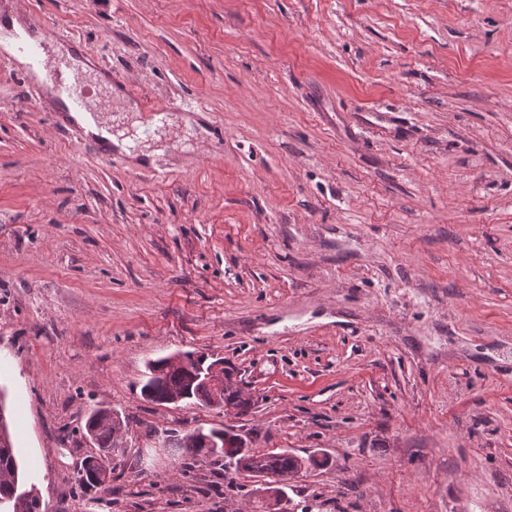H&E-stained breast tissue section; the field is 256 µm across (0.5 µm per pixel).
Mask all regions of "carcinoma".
<instances>
[{
  "instance_id": "cac0c4a2",
  "label": "carcinoma",
  "mask_w": 512,
  "mask_h": 512,
  "mask_svg": "<svg viewBox=\"0 0 512 512\" xmlns=\"http://www.w3.org/2000/svg\"><path fill=\"white\" fill-rule=\"evenodd\" d=\"M184 357L185 360L179 363L172 362L168 356L149 362L147 379L141 387V394L146 400L166 404L176 396L181 401L195 399L206 405H214L215 393L204 384L205 374L213 362L209 361L205 354L186 352ZM221 399L240 414L248 412L252 404L251 399L230 387L223 391ZM112 414V409L98 408L93 410L85 421L83 435L97 447L95 454L83 459L78 471L80 484L89 491L99 489L97 462L108 465L112 456L126 453L123 439L113 433ZM228 437L239 439L237 434L231 435L226 430L215 429L207 432L197 429L182 437L172 435L171 453L183 457L192 464L197 459L206 460L213 466L214 474L222 476L226 471L224 444ZM237 452L235 462L247 461L250 467L257 470L264 482L278 492L284 491L288 475L297 469L300 461H305L308 469L325 465V462H320L311 455L302 459L287 450L258 454L246 446L243 439H240V448ZM20 483L15 448L9 428L5 427L0 431V507L5 508V512H42V502L34 490H29L25 498L18 494Z\"/></svg>"
}]
</instances>
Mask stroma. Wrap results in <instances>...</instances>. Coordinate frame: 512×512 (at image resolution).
Returning <instances> with one entry per match:
<instances>
[{
  "label": "stroma",
  "mask_w": 512,
  "mask_h": 512,
  "mask_svg": "<svg viewBox=\"0 0 512 512\" xmlns=\"http://www.w3.org/2000/svg\"><path fill=\"white\" fill-rule=\"evenodd\" d=\"M125 80L112 131L53 128L0 63V388L45 512H250L148 430L324 453L288 512H512V0H6ZM225 359L248 413L143 399ZM150 450L89 492V413ZM186 358L179 363L171 361L169 356L153 360L148 364L147 379L141 387L142 396L158 404H172L168 401L177 396L179 401L192 400L214 405L215 393L205 383L223 388L226 385L224 374L217 376L221 365H215L208 378L205 374L215 360L208 362V355L186 352Z\"/></svg>",
  "instance_id": "stroma-1"
}]
</instances>
